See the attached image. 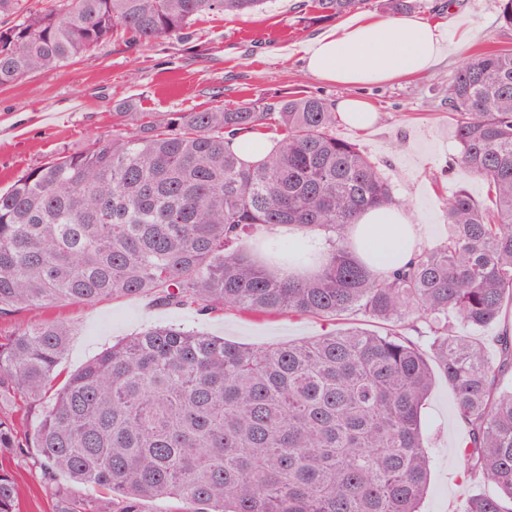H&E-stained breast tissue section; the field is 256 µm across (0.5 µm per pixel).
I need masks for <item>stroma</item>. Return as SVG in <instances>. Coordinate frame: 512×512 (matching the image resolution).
Here are the masks:
<instances>
[{
	"label": "stroma",
	"mask_w": 512,
	"mask_h": 512,
	"mask_svg": "<svg viewBox=\"0 0 512 512\" xmlns=\"http://www.w3.org/2000/svg\"><path fill=\"white\" fill-rule=\"evenodd\" d=\"M308 3L265 0L262 10L239 18L206 14L186 35L146 46L113 39L52 74L32 73L0 87V189L34 165L79 150L90 139L111 137L120 106L145 113L194 112L232 108L245 99L271 103L303 94L335 102L353 95L375 108L377 120L367 129L337 122V138L356 144L378 165L410 214L421 245L438 243L447 228L443 197L462 186L479 202L489 199L485 181L465 168L448 167L458 152L448 84L477 53L512 49V27L500 18L502 0H415V16L441 26L452 46L449 54L420 76L353 89L306 69L302 45L329 26L313 18ZM41 315L69 329L62 361L68 373L150 325H180L255 346L349 327L384 329L360 312L335 322L244 312L203 315L191 308L160 307L148 297L61 304ZM421 421L433 456L423 512H461L480 485L465 475L463 430L446 383H436ZM0 467L12 471L19 484L20 512H51L52 502L31 464L5 458Z\"/></svg>",
	"instance_id": "stroma-1"
}]
</instances>
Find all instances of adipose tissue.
I'll list each match as a JSON object with an SVG mask.
<instances>
[{"label":"adipose tissue","instance_id":"1","mask_svg":"<svg viewBox=\"0 0 512 512\" xmlns=\"http://www.w3.org/2000/svg\"><path fill=\"white\" fill-rule=\"evenodd\" d=\"M445 49L442 30L420 18L362 16L316 34L304 46L303 60L319 78L355 86L422 75ZM351 238L356 254L382 272L410 257L418 231L406 211L394 207L364 214Z\"/></svg>","mask_w":512,"mask_h":512}]
</instances>
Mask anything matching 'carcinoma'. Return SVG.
Here are the masks:
<instances>
[{"label": "carcinoma", "instance_id": "obj_1", "mask_svg": "<svg viewBox=\"0 0 512 512\" xmlns=\"http://www.w3.org/2000/svg\"><path fill=\"white\" fill-rule=\"evenodd\" d=\"M0 0V86L51 73L115 34L180 36L201 15L263 0ZM369 0H311L319 20ZM458 153L493 206L460 187L448 234L378 273L351 227L395 205L392 186L336 137L315 95L233 110L115 112L112 137L30 168L0 191V316L61 302L149 296L204 314L250 312L387 324L250 348L149 326L60 380L69 330L33 320L0 336V407L26 399L31 433L0 412V456H34L53 512H421L430 454L421 409L448 384L479 490L462 512H512V336L491 361L480 330L512 302V50L480 53L448 85ZM273 143L248 164L234 148ZM294 238L277 235L280 228ZM419 322L427 348L405 333ZM67 482L59 481V476ZM19 488L0 470V512Z\"/></svg>", "mask_w": 512, "mask_h": 512}]
</instances>
